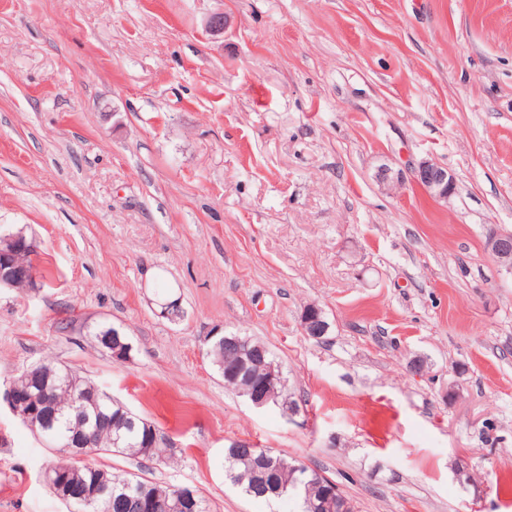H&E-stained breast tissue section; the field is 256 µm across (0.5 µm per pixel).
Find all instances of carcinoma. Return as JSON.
<instances>
[{
	"mask_svg": "<svg viewBox=\"0 0 512 512\" xmlns=\"http://www.w3.org/2000/svg\"><path fill=\"white\" fill-rule=\"evenodd\" d=\"M241 349L260 347L264 361L253 367L260 377L268 376L267 366L276 363L268 347L249 336H240ZM211 353L220 372L236 363L237 349L225 344L221 336L212 344ZM15 386L30 389L42 407L50 406L55 421L50 430L39 436L56 447L75 434L87 436L93 451L118 453L143 462L171 465L181 450L173 447L156 426L131 411L90 380L72 370L49 362L25 369ZM262 448H250L233 441L224 448L225 478L245 495L266 500L294 497L300 512H355L352 502L342 492L334 491L327 477L310 468L299 469L301 462L277 451H270L271 465L261 472L259 455ZM69 497L62 498L73 512H86L81 495L92 490L104 492L108 512H146L145 505L154 500L158 512H209L205 498L190 486L162 484L135 473L114 474L83 460L70 458L61 469Z\"/></svg>",
	"mask_w": 512,
	"mask_h": 512,
	"instance_id": "1",
	"label": "carcinoma"
}]
</instances>
